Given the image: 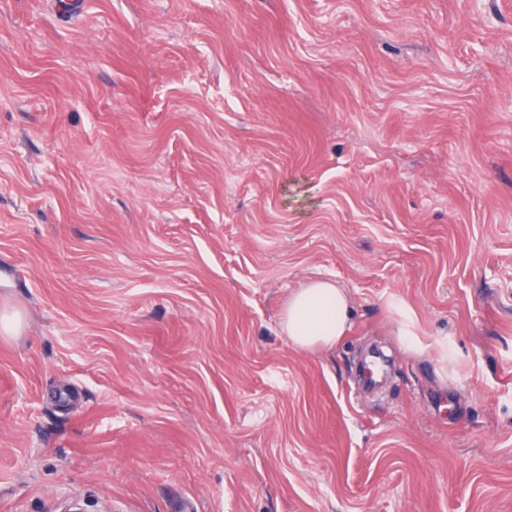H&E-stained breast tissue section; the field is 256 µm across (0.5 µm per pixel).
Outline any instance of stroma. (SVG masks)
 <instances>
[{
    "mask_svg": "<svg viewBox=\"0 0 512 512\" xmlns=\"http://www.w3.org/2000/svg\"><path fill=\"white\" fill-rule=\"evenodd\" d=\"M60 2L0 0V512H512V0ZM350 318L346 293L335 283L316 280L295 291L282 316V330L296 347L332 348Z\"/></svg>",
    "mask_w": 512,
    "mask_h": 512,
    "instance_id": "35a3bbf8",
    "label": "stroma"
}]
</instances>
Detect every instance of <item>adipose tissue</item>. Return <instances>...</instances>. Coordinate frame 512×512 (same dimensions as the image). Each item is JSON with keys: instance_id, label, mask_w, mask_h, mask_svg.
Here are the masks:
<instances>
[{"instance_id": "obj_1", "label": "adipose tissue", "mask_w": 512, "mask_h": 512, "mask_svg": "<svg viewBox=\"0 0 512 512\" xmlns=\"http://www.w3.org/2000/svg\"><path fill=\"white\" fill-rule=\"evenodd\" d=\"M350 318L346 293L335 283L316 280L295 291L282 316V329L296 347L331 348Z\"/></svg>"}]
</instances>
